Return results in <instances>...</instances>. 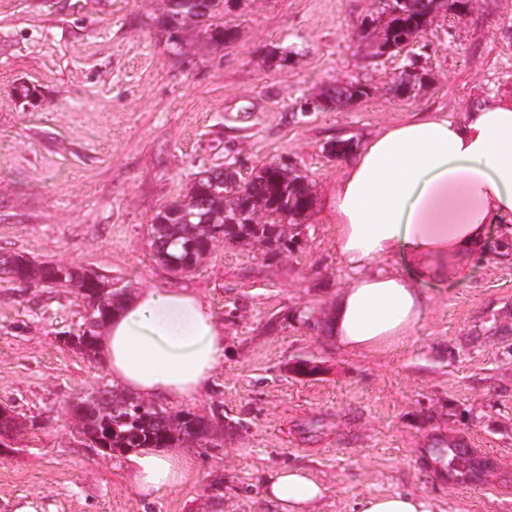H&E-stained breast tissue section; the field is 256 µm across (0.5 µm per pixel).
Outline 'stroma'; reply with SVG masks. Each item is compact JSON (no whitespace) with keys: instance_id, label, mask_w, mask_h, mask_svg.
I'll list each match as a JSON object with an SVG mask.
<instances>
[{"instance_id":"stroma-1","label":"stroma","mask_w":512,"mask_h":512,"mask_svg":"<svg viewBox=\"0 0 512 512\" xmlns=\"http://www.w3.org/2000/svg\"><path fill=\"white\" fill-rule=\"evenodd\" d=\"M378 0H245L227 12L221 48L190 32L170 53L154 21L163 0H0V254L74 262L131 292L195 291L224 325V364L208 386L165 408L223 411L224 445L191 449L175 489L146 500L127 456L88 448L68 407L112 378L65 345L84 302L74 289L0 279V406L23 428L0 434V512H279L264 483L305 469L324 488L308 512H352L359 499L428 496L437 512H512V254L488 228L469 277L427 286L428 306L394 353L340 348L329 323L355 278L336 251L324 200L347 165L335 137L365 144L412 112L463 116L512 95V0L442 12L422 37L432 81L416 98L389 87L402 57L376 58L358 35ZM291 48L293 66L265 61ZM361 82L354 108L297 114L325 86ZM36 98L15 96L14 86ZM291 157L315 203L295 251L216 242L198 271L175 275L148 246L153 215L200 171L246 174ZM310 360L312 375L293 372ZM463 440L494 467L452 480L444 454Z\"/></svg>"}]
</instances>
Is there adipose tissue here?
I'll list each match as a JSON object with an SVG mask.
<instances>
[{"mask_svg":"<svg viewBox=\"0 0 512 512\" xmlns=\"http://www.w3.org/2000/svg\"><path fill=\"white\" fill-rule=\"evenodd\" d=\"M336 250L358 276L336 299L329 332L352 352L403 345L423 316L426 284L462 281L487 227L512 223V96H488L462 119L414 112L370 138L327 197ZM402 259L403 269L379 261ZM102 353L115 383L144 397L197 395L224 362V327L188 288L154 286L112 314ZM134 485L152 497L177 487L191 460L174 449L131 455ZM324 493L306 470L266 484L280 512H307ZM354 512H434L421 494L375 495Z\"/></svg>","mask_w":512,"mask_h":512,"instance_id":"ef3b65f1","label":"adipose tissue"}]
</instances>
